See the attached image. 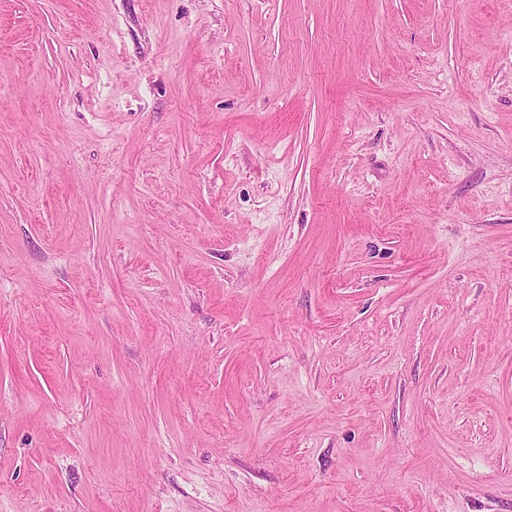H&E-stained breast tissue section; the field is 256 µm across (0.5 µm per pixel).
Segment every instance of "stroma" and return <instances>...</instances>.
<instances>
[{
  "label": "stroma",
  "mask_w": 512,
  "mask_h": 512,
  "mask_svg": "<svg viewBox=\"0 0 512 512\" xmlns=\"http://www.w3.org/2000/svg\"><path fill=\"white\" fill-rule=\"evenodd\" d=\"M0 512H512V0H0Z\"/></svg>",
  "instance_id": "stroma-1"
}]
</instances>
